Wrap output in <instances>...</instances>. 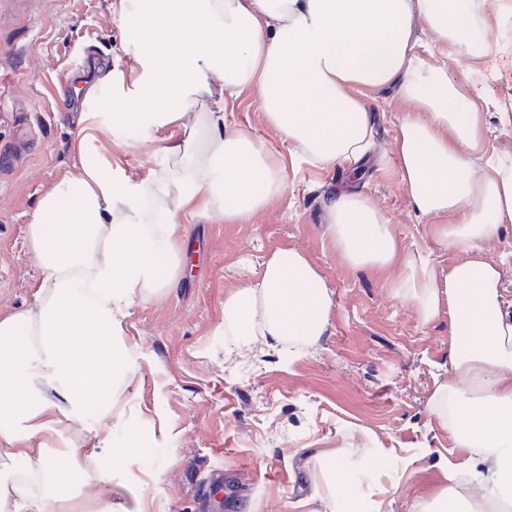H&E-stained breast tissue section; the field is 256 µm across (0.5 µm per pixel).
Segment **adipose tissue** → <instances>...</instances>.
Instances as JSON below:
<instances>
[{
    "label": "adipose tissue",
    "instance_id": "obj_1",
    "mask_svg": "<svg viewBox=\"0 0 512 512\" xmlns=\"http://www.w3.org/2000/svg\"><path fill=\"white\" fill-rule=\"evenodd\" d=\"M505 2L114 0V21L150 48L128 68L99 69L81 101L76 171L42 196L27 226L40 268L34 303L0 320V512H114L113 473L135 442L107 449V466L89 477L63 435L84 423L106 441L122 422L114 406L135 372L125 320L135 300L174 284L181 215L213 212L239 224L285 191L276 152L225 122L229 98L249 86L261 87L282 142L322 167L366 155L364 89L394 84L413 103L395 141L401 178L432 236L469 259L439 286L429 259L401 251L388 219L361 194L330 203V239L351 266L399 264L396 292L423 322L447 311L454 380L437 384L430 411L479 487L469 512H490L512 491V311L481 249L512 224V162L476 175L469 157L487 150L486 117L463 86L496 73L453 75L489 54L485 32L512 22ZM419 20L440 64L418 53ZM116 126L181 132L179 166L130 180L102 138ZM448 214L452 223H440ZM331 308L320 273L299 251L281 249L259 282L225 296L224 333L300 348L323 336ZM347 457H316L324 512H376L352 494Z\"/></svg>",
    "mask_w": 512,
    "mask_h": 512
}]
</instances>
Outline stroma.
I'll return each mask as SVG.
<instances>
[{"label":"stroma","instance_id":"obj_1","mask_svg":"<svg viewBox=\"0 0 512 512\" xmlns=\"http://www.w3.org/2000/svg\"><path fill=\"white\" fill-rule=\"evenodd\" d=\"M145 49L127 41L110 0H0V156L14 163L0 173V319L33 301L40 270L26 226L40 198L73 170L85 85L66 75L81 74L90 61L128 62ZM478 64L500 77L465 91L489 114V154L512 158V124L497 115L512 106V56L492 53ZM261 96L257 87L242 90L227 121L283 154L287 188L242 224L214 214L183 217L185 262L173 288L132 305L125 341L138 372L115 409L139 450L115 475L116 512L135 499L144 512H213L205 483L216 472L226 477L224 512H318L313 458L349 445L351 467L374 461L380 448L390 462L363 489L379 512H410L452 481L466 490L464 474L447 477L458 453L429 410L437 382L449 379L448 313L423 323L396 293L398 267L349 266L329 238V202L362 194L388 218L401 247L429 255L439 280L468 259L430 236L401 179L394 142L411 104L394 85L367 90L371 154L322 168L282 145ZM168 135L116 128L112 153L131 180L163 174L177 166ZM283 248L301 252L325 281L333 300L325 333L293 356L260 336L243 355L230 353L225 296L258 280ZM157 444L165 453L150 459Z\"/></svg>","mask_w":512,"mask_h":512}]
</instances>
